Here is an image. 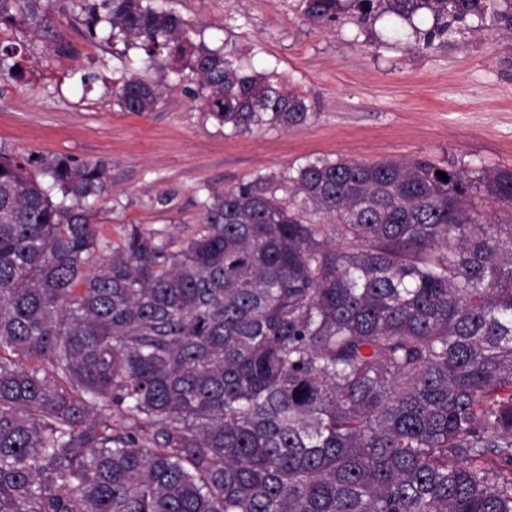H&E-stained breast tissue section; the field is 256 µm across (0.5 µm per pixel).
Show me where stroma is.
Returning <instances> with one entry per match:
<instances>
[{"mask_svg": "<svg viewBox=\"0 0 512 512\" xmlns=\"http://www.w3.org/2000/svg\"><path fill=\"white\" fill-rule=\"evenodd\" d=\"M194 42L236 45L247 71L274 76L303 96L306 125L230 134L197 108V83L172 82L154 111H120L112 95L127 60L153 78L135 47L85 37L75 0H52L55 30L71 48L30 46L20 81L0 83V150L19 157L59 154L105 161L108 180L95 223L121 245L126 226H169L175 240L203 223L212 190L259 174L282 175L307 161L427 157L480 172L512 168V35L467 17L456 33L426 46L433 19L374 11L358 22L349 0L336 18L311 25L302 0H167ZM97 79L82 92L73 72Z\"/></svg>", "mask_w": 512, "mask_h": 512, "instance_id": "obj_1", "label": "stroma"}]
</instances>
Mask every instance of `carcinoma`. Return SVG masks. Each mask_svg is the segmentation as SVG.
<instances>
[{
	"label": "carcinoma",
	"instance_id": "obj_1",
	"mask_svg": "<svg viewBox=\"0 0 512 512\" xmlns=\"http://www.w3.org/2000/svg\"><path fill=\"white\" fill-rule=\"evenodd\" d=\"M352 3L429 12L428 47L473 14L512 35V0ZM79 8L89 38L195 77L235 134L313 118L159 0ZM17 28L69 52L47 0H0ZM27 51L0 39V82ZM168 87L132 72L116 104L151 112ZM106 179L0 151V512H512V224L472 203L511 207V168L308 162L212 192L177 250L167 226L112 246ZM476 202L477 210L487 217L491 224H512V208L493 204L490 200L476 199Z\"/></svg>",
	"mask_w": 512,
	"mask_h": 512
}]
</instances>
